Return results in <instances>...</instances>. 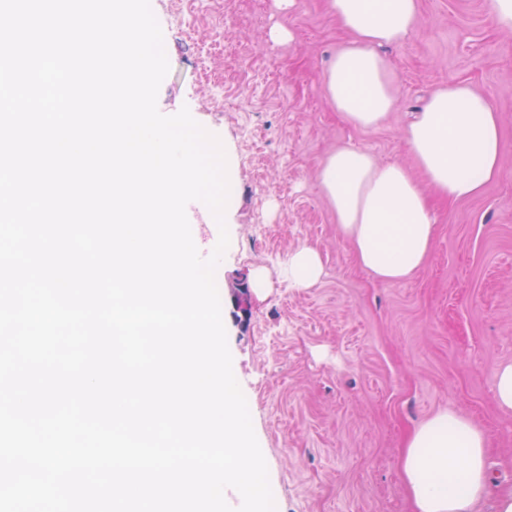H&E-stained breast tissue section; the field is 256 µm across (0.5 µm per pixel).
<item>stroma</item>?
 <instances>
[{"label":"stroma","instance_id":"35a3bbf8","mask_svg":"<svg viewBox=\"0 0 512 512\" xmlns=\"http://www.w3.org/2000/svg\"><path fill=\"white\" fill-rule=\"evenodd\" d=\"M170 71L159 111L192 117L219 137L235 201L230 245L215 273L233 372L265 458L276 512H411L399 466L408 433L448 409L489 438L496 490L512 489V411L494 375L512 363V31L487 0H420L418 22L385 48L396 104L373 130L345 124L322 73L345 35L326 0H150ZM292 31L277 42L272 30ZM252 66L240 70L238 56ZM465 82L502 119L500 177L474 199L436 207L425 267L400 283L361 268L336 232L319 182L324 157L351 145L409 163L404 126L437 85ZM209 257L210 210L186 209ZM308 246L323 275L288 281L290 255ZM264 270L265 288L253 273Z\"/></svg>","mask_w":512,"mask_h":512}]
</instances>
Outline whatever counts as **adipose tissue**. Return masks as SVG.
<instances>
[{
  "label": "adipose tissue",
  "mask_w": 512,
  "mask_h": 512,
  "mask_svg": "<svg viewBox=\"0 0 512 512\" xmlns=\"http://www.w3.org/2000/svg\"><path fill=\"white\" fill-rule=\"evenodd\" d=\"M328 10L347 39L323 74L327 99L347 125L381 127L395 91L379 49L410 35L419 0H328ZM402 138L414 168L344 146L325 157L319 174L339 236L383 283L406 281L425 266L436 235L432 198L477 197L502 169L501 116L464 82L434 88ZM487 446L486 433L454 411L421 421L400 457L413 512H475L493 482Z\"/></svg>",
  "instance_id": "adipose-tissue-1"
}]
</instances>
